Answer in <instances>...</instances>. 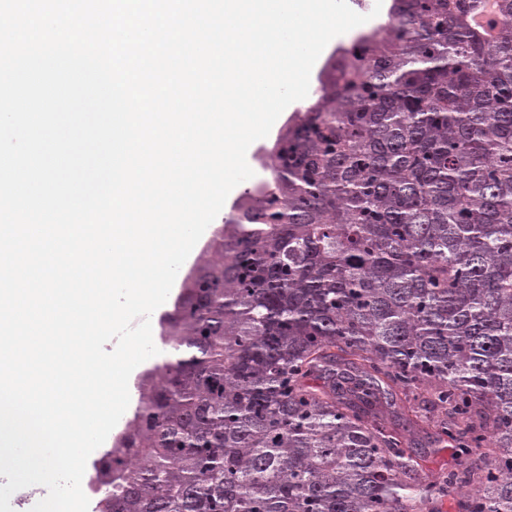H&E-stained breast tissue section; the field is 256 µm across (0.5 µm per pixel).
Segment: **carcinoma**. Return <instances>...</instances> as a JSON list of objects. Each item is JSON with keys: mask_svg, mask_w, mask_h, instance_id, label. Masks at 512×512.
I'll use <instances>...</instances> for the list:
<instances>
[{"mask_svg": "<svg viewBox=\"0 0 512 512\" xmlns=\"http://www.w3.org/2000/svg\"><path fill=\"white\" fill-rule=\"evenodd\" d=\"M393 0L163 319L93 512H512V0ZM459 464L427 474V449ZM484 8L481 12L474 16V24L476 27L483 31L487 40H491L496 33L492 22L497 17V1L496 0H483Z\"/></svg>", "mask_w": 512, "mask_h": 512, "instance_id": "obj_1", "label": "carcinoma"}]
</instances>
